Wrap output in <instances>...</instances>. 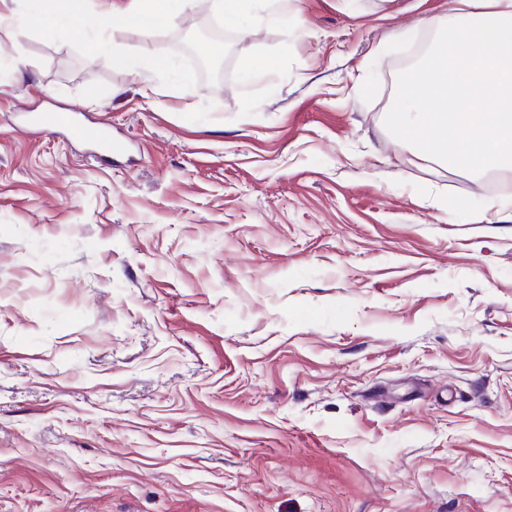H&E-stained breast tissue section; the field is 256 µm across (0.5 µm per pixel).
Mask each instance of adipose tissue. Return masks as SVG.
Instances as JSON below:
<instances>
[{
	"mask_svg": "<svg viewBox=\"0 0 512 512\" xmlns=\"http://www.w3.org/2000/svg\"><path fill=\"white\" fill-rule=\"evenodd\" d=\"M226 25L265 13L303 27L295 0H219ZM441 45L399 77L402 107L388 125L415 131L419 158L461 164L477 176L512 171V0H452Z\"/></svg>",
	"mask_w": 512,
	"mask_h": 512,
	"instance_id": "obj_1",
	"label": "adipose tissue"
}]
</instances>
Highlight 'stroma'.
Returning <instances> with one entry per match:
<instances>
[{
    "label": "stroma",
    "mask_w": 512,
    "mask_h": 512,
    "mask_svg": "<svg viewBox=\"0 0 512 512\" xmlns=\"http://www.w3.org/2000/svg\"><path fill=\"white\" fill-rule=\"evenodd\" d=\"M126 4L0 0V512H512V220L386 122L449 0H300L212 69L213 0ZM69 108L122 152L18 120ZM32 4L51 25L81 18L87 11L88 0H32ZM185 0H128L127 12L139 19L170 20ZM112 64L125 69L132 74H142L148 71H163L168 69L167 61L148 59L145 57L125 53L120 49L112 48Z\"/></svg>",
    "instance_id": "stroma-1"
}]
</instances>
